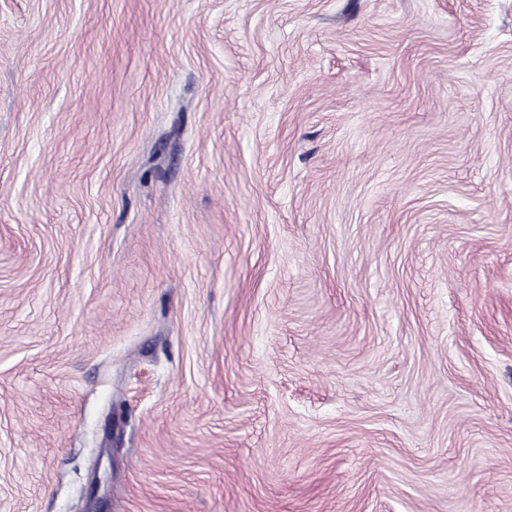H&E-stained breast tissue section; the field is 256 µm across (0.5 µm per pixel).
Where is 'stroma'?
I'll list each match as a JSON object with an SVG mask.
<instances>
[{
    "label": "stroma",
    "mask_w": 512,
    "mask_h": 512,
    "mask_svg": "<svg viewBox=\"0 0 512 512\" xmlns=\"http://www.w3.org/2000/svg\"><path fill=\"white\" fill-rule=\"evenodd\" d=\"M0 512H512V0H0Z\"/></svg>",
    "instance_id": "1"
}]
</instances>
